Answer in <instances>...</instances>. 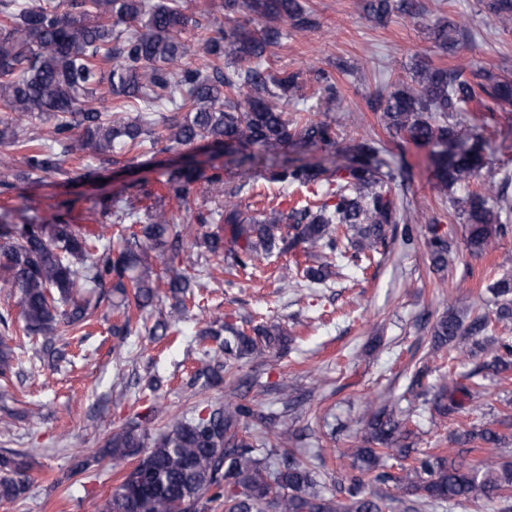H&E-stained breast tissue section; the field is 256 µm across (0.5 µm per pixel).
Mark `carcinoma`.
<instances>
[{
	"label": "carcinoma",
	"instance_id": "cac0c4a2",
	"mask_svg": "<svg viewBox=\"0 0 512 512\" xmlns=\"http://www.w3.org/2000/svg\"><path fill=\"white\" fill-rule=\"evenodd\" d=\"M483 13L501 23L512 21V0H479ZM365 14L382 20L393 10L417 15L416 0H362ZM225 25L216 26L203 41L191 31L199 21L187 15L180 0H0V145L20 154L19 163L0 156L6 171L0 185L40 184L49 175L67 177L74 161L94 158L102 165L125 166L127 157L149 152L196 148L204 153L236 151L254 166L253 149L270 150L292 143L332 146V125L311 115L288 119L279 108L285 101L310 98L297 72L272 73L263 67L268 50L281 44L282 25L313 26L300 0H220ZM433 43L453 53L465 39L464 30L448 21L430 29ZM203 54L209 65L191 67L187 60ZM234 57L225 70L224 57ZM319 106L336 110L342 98L336 76L315 71ZM166 100L175 113L153 120L145 115ZM512 105V79L494 76L473 66L437 67L421 62L412 83H397L373 103L389 133L417 147L432 148L436 188L441 193L468 185L483 167L481 148L486 122L473 114L494 117ZM134 108L136 116L112 122V113ZM37 118L50 123L48 136L27 135L25 122ZM187 158L164 173L158 194L142 185L130 200L115 196L101 203V213L115 224H137L124 245L114 250L101 245L109 225L88 229L75 223L71 206L33 222L22 211L0 223V282L18 294L22 331L38 338L51 358L65 354L54 349L68 331H87L93 315L90 302L78 298L80 288H102L112 282L117 301L113 312L112 353L121 356L132 331L131 309L143 310L160 296L159 277L150 259L165 266L166 286L176 303L148 334L161 339L177 333L193 299L206 284L175 266L180 243L194 238L214 256L229 251L231 267L257 268L275 256L301 250L321 260L303 269V277L325 283L345 262H373L388 241L401 235L410 245L418 225L404 222L403 204L384 187L375 148L365 144L348 165L330 171L311 163L288 164L269 172V179L290 187H304L308 196L284 210L260 217L242 209L244 185L224 193V201L198 224H218L219 231L193 236L191 225L176 224L158 202L168 198L189 204L196 184L204 179L224 188V169ZM466 226V247L481 256L512 235V173L504 170L484 188L457 200ZM432 267H448L452 242L426 225ZM353 253L339 248V235ZM501 303L489 314L466 307L450 310L433 324V348L470 344L466 352L491 355L490 361L465 375L466 383L433 391L423 383L424 371L413 377L406 407L398 411L367 409L364 429L368 447L348 448L340 457L348 464L336 470L334 488L325 491L322 472L294 458L284 448L294 434L288 412L301 404L298 396L279 388L283 415L272 419L250 405L235 401L247 385L235 377L233 397L216 401L195 416L173 419L154 435V418L137 416L112 432L103 455L119 469V476L102 512H209L224 497V512H384L388 507L418 512L428 504L498 502L512 512V461L499 463L494 449L503 436L473 427L456 433L451 442L479 444L486 455L474 466L458 457L415 452V418L425 411L442 416L458 414L465 399L483 388L484 369L507 375L512 382V336H500L489 348L478 340L495 325L512 322V277L488 285ZM216 343L203 345L205 340ZM288 342L279 323L246 332L224 324L217 316L199 333L201 366L196 379L219 386L233 361L263 364L270 352ZM15 338L0 334V378L9 382ZM257 419L271 427L277 445L264 438L254 443L243 435L247 422ZM396 461L390 465L388 461ZM92 460L75 456L65 480L83 476ZM30 465L19 452L0 453V502H12L29 489ZM371 482L390 485L397 495L390 503L366 491Z\"/></svg>",
	"mask_w": 512,
	"mask_h": 512
}]
</instances>
